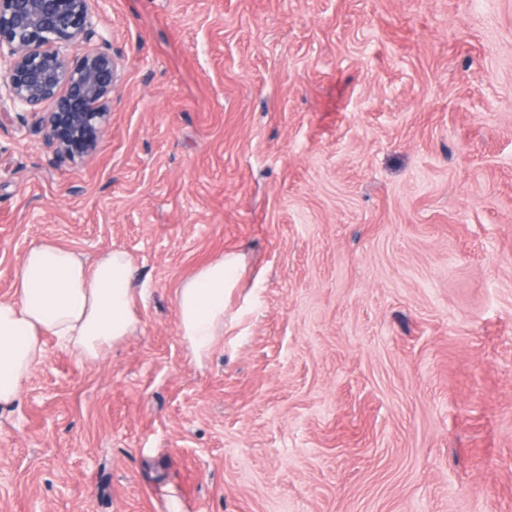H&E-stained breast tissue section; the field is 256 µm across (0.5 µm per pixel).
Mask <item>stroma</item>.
I'll return each instance as SVG.
<instances>
[{"label": "stroma", "instance_id": "obj_1", "mask_svg": "<svg viewBox=\"0 0 512 512\" xmlns=\"http://www.w3.org/2000/svg\"><path fill=\"white\" fill-rule=\"evenodd\" d=\"M99 150L0 128V300L129 254L138 329L46 337L0 512H512V0H91ZM242 255L197 364L174 291Z\"/></svg>", "mask_w": 512, "mask_h": 512}]
</instances>
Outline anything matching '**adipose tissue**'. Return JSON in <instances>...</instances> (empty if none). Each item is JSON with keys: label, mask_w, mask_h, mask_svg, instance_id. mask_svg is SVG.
Masks as SVG:
<instances>
[{"label": "adipose tissue", "mask_w": 512, "mask_h": 512, "mask_svg": "<svg viewBox=\"0 0 512 512\" xmlns=\"http://www.w3.org/2000/svg\"><path fill=\"white\" fill-rule=\"evenodd\" d=\"M242 268L240 255H219L175 291L180 334L196 362L208 358L224 334L227 298ZM135 294L133 263L123 250L90 261L53 241L31 247L18 266L13 298L0 301V405L17 399L44 360L43 336L93 361L133 333Z\"/></svg>", "instance_id": "ef3b65f1"}]
</instances>
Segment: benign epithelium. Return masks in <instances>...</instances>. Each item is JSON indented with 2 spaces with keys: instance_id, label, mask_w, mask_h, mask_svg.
<instances>
[{
  "instance_id": "7a95c632",
  "label": "benign epithelium",
  "mask_w": 512,
  "mask_h": 512,
  "mask_svg": "<svg viewBox=\"0 0 512 512\" xmlns=\"http://www.w3.org/2000/svg\"><path fill=\"white\" fill-rule=\"evenodd\" d=\"M96 31L89 0H0V126L9 109L31 114L59 162L94 153L121 79L112 46ZM89 44L72 60L70 46Z\"/></svg>"
}]
</instances>
